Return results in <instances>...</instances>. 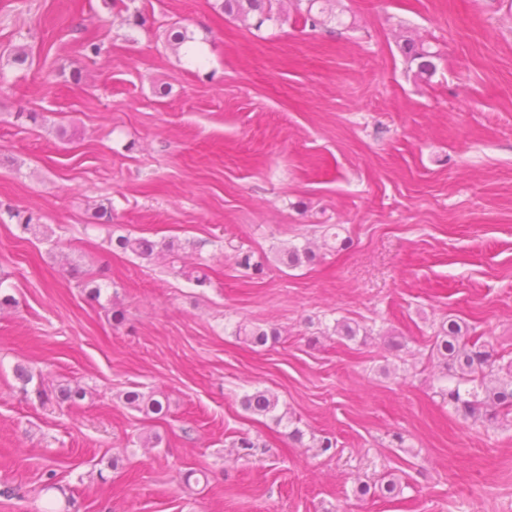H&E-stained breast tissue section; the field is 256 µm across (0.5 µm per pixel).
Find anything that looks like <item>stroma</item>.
Instances as JSON below:
<instances>
[{
	"instance_id": "stroma-1",
	"label": "stroma",
	"mask_w": 512,
	"mask_h": 512,
	"mask_svg": "<svg viewBox=\"0 0 512 512\" xmlns=\"http://www.w3.org/2000/svg\"><path fill=\"white\" fill-rule=\"evenodd\" d=\"M214 2L0 0V512H512V418L456 414L430 354L453 319L512 361V0H338L317 28ZM126 234L187 251L112 252ZM294 246L315 261L279 263ZM404 49L405 53L411 58L412 61L420 60L417 71L418 77H429L433 73L435 66L430 60V58L433 57V53L427 50L423 43H417L414 40H408ZM125 403L131 409L147 416H164L169 409L167 396L161 391L129 390L125 393ZM243 407L253 415L266 416L273 413L278 405V399L267 390H256L243 399Z\"/></svg>"
}]
</instances>
